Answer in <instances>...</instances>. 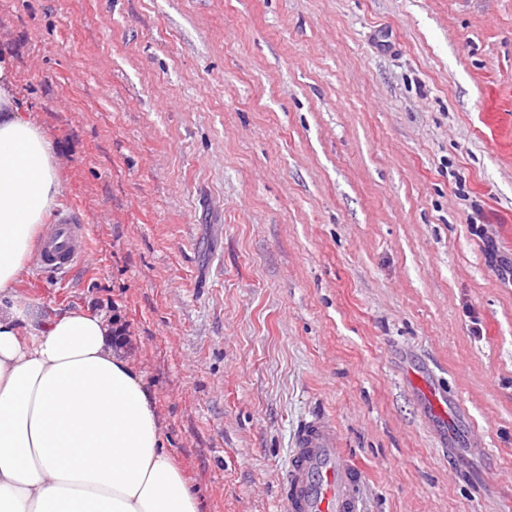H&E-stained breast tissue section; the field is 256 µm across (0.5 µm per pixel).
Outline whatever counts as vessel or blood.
<instances>
[{
	"label": "vessel or blood",
	"mask_w": 512,
	"mask_h": 512,
	"mask_svg": "<svg viewBox=\"0 0 512 512\" xmlns=\"http://www.w3.org/2000/svg\"><path fill=\"white\" fill-rule=\"evenodd\" d=\"M89 251L88 228L65 216L56 219L40 242L38 264L47 273H64ZM363 472L344 448L338 427L318 412L298 426L280 495L288 512H363Z\"/></svg>",
	"instance_id": "1"
}]
</instances>
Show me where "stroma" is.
<instances>
[{
  "label": "stroma",
  "mask_w": 512,
  "mask_h": 512,
  "mask_svg": "<svg viewBox=\"0 0 512 512\" xmlns=\"http://www.w3.org/2000/svg\"><path fill=\"white\" fill-rule=\"evenodd\" d=\"M201 512H287L301 419L363 512H512V0H0V57ZM442 395L435 412L428 392Z\"/></svg>",
  "instance_id": "35a3bbf8"
}]
</instances>
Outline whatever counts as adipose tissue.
I'll list each match as a JSON object with an SVG mask.
<instances>
[{
    "label": "adipose tissue",
    "instance_id": "obj_1",
    "mask_svg": "<svg viewBox=\"0 0 512 512\" xmlns=\"http://www.w3.org/2000/svg\"><path fill=\"white\" fill-rule=\"evenodd\" d=\"M12 84L0 58V512H199L111 315L18 301L60 182Z\"/></svg>",
    "mask_w": 512,
    "mask_h": 512
}]
</instances>
